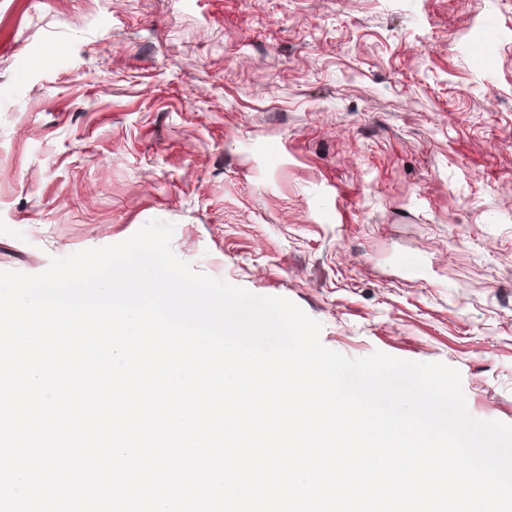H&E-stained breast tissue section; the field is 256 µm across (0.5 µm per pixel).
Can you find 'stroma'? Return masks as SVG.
<instances>
[{
    "instance_id": "35a3bbf8",
    "label": "stroma",
    "mask_w": 512,
    "mask_h": 512,
    "mask_svg": "<svg viewBox=\"0 0 512 512\" xmlns=\"http://www.w3.org/2000/svg\"><path fill=\"white\" fill-rule=\"evenodd\" d=\"M153 219L512 424V0H0V270Z\"/></svg>"
}]
</instances>
